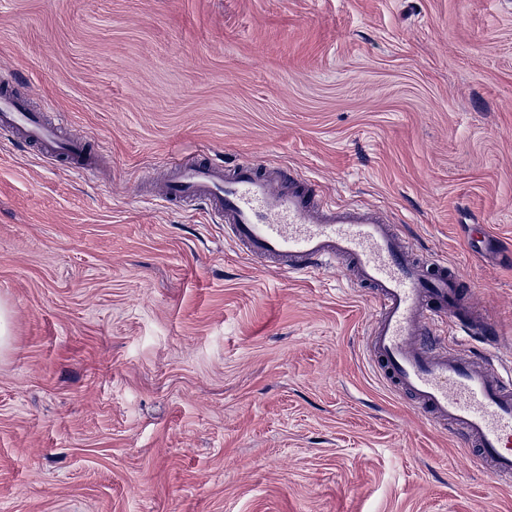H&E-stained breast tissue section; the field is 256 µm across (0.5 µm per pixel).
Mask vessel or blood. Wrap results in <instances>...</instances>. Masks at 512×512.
Instances as JSON below:
<instances>
[{
	"label": "vessel or blood",
	"mask_w": 512,
	"mask_h": 512,
	"mask_svg": "<svg viewBox=\"0 0 512 512\" xmlns=\"http://www.w3.org/2000/svg\"><path fill=\"white\" fill-rule=\"evenodd\" d=\"M0 130L76 173H98L107 161L87 132L61 130L7 87L0 88ZM163 166L166 179L143 177L144 199L167 208L205 205L246 263L268 260L296 276L348 263L356 283L374 290L370 352L378 372L429 422L475 446L480 466L512 481V365L497 354L496 325L468 301L446 261L414 257L381 208L336 204L315 178L288 166H227L210 153L176 155ZM472 336L480 347L466 346Z\"/></svg>",
	"instance_id": "1"
}]
</instances>
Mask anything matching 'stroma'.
I'll return each instance as SVG.
<instances>
[{"label": "stroma", "mask_w": 512, "mask_h": 512, "mask_svg": "<svg viewBox=\"0 0 512 512\" xmlns=\"http://www.w3.org/2000/svg\"><path fill=\"white\" fill-rule=\"evenodd\" d=\"M84 129L0 131V512H512L376 374L347 266L245 264L135 187L208 148L384 208L512 359V0H0V81ZM0 129L35 143L47 161L65 162L66 168L76 173H98L107 162V155L99 145L88 149L92 138L87 132L80 129L63 132L59 125L47 122L41 112L33 111L25 97L4 86L0 88Z\"/></svg>", "instance_id": "obj_1"}]
</instances>
